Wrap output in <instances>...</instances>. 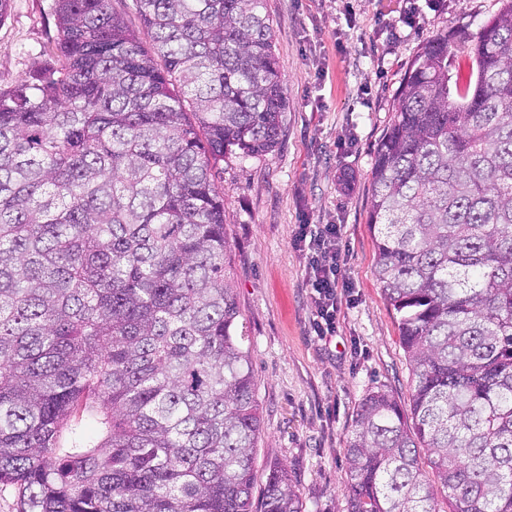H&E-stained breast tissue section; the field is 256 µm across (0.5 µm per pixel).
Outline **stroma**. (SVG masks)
<instances>
[{"label": "stroma", "instance_id": "obj_1", "mask_svg": "<svg viewBox=\"0 0 512 512\" xmlns=\"http://www.w3.org/2000/svg\"><path fill=\"white\" fill-rule=\"evenodd\" d=\"M287 105L270 154L225 156L224 193L239 321L249 338L262 432L252 512H263L273 463L285 465L304 512H346L344 456L356 410L371 390L411 409L412 380L395 314L378 280L368 224L376 148L400 83L438 34L477 32L498 0H265ZM418 7L413 25L402 23ZM55 0H11L0 22V88L55 62ZM301 224H337L344 264L336 334L319 340L293 246Z\"/></svg>", "mask_w": 512, "mask_h": 512}]
</instances>
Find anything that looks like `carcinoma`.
Listing matches in <instances>:
<instances>
[{
  "label": "carcinoma",
  "instance_id": "carcinoma-1",
  "mask_svg": "<svg viewBox=\"0 0 512 512\" xmlns=\"http://www.w3.org/2000/svg\"><path fill=\"white\" fill-rule=\"evenodd\" d=\"M428 42L377 148L376 274L413 380L360 403L347 512H512V0ZM56 0L0 91V485L17 512H252L261 432L215 184L277 145L265 0ZM459 53L473 78L453 73ZM264 512H303L287 469ZM110 5L112 11L121 15L132 29L141 32L140 36L142 37L143 44L147 48L150 47L149 39L142 33L135 0H111Z\"/></svg>",
  "mask_w": 512,
  "mask_h": 512
}]
</instances>
